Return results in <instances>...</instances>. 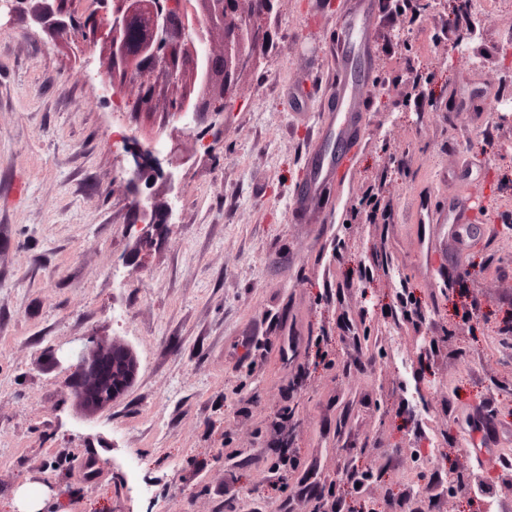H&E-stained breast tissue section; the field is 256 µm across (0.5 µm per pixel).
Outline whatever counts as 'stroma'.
I'll return each mask as SVG.
<instances>
[{
    "mask_svg": "<svg viewBox=\"0 0 512 512\" xmlns=\"http://www.w3.org/2000/svg\"><path fill=\"white\" fill-rule=\"evenodd\" d=\"M345 2L274 0L204 141L161 106L105 108L103 42L0 14V512L25 489L50 512H512V0L416 20L382 0L368 119L309 223L292 200ZM116 129L171 149L165 223L138 224ZM427 190L482 202L443 240L446 281ZM85 336L136 361L91 419L49 363ZM484 405L500 444L478 459Z\"/></svg>",
    "mask_w": 512,
    "mask_h": 512,
    "instance_id": "35a3bbf8",
    "label": "stroma"
}]
</instances>
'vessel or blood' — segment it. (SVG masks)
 I'll list each match as a JSON object with an SVG mask.
<instances>
[{"mask_svg": "<svg viewBox=\"0 0 512 512\" xmlns=\"http://www.w3.org/2000/svg\"><path fill=\"white\" fill-rule=\"evenodd\" d=\"M381 12V0H349L347 13L342 20L347 39L336 45V80L326 91L327 96L340 101L341 106L337 109L327 107L319 110L317 115L319 144L332 137L350 140L357 135L366 90L363 86L349 83L346 78V72L352 62L348 43L352 40L356 41L363 52H370L372 33L367 24L380 17ZM319 144L310 148L307 153L306 164L309 175L297 191L294 200L295 209L305 212L308 219L312 221L317 220L319 214L310 209V201L324 199L346 168L345 160L323 154ZM470 212L469 199L463 195L455 196L445 206L419 202L416 209L417 221L428 227V233L423 238L427 254L431 255L437 251L444 225L467 223Z\"/></svg>", "mask_w": 512, "mask_h": 512, "instance_id": "obj_1", "label": "vessel or blood"}]
</instances>
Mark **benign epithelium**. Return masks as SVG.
<instances>
[{
	"instance_id": "benign-epithelium-1",
	"label": "benign epithelium",
	"mask_w": 512,
	"mask_h": 512,
	"mask_svg": "<svg viewBox=\"0 0 512 512\" xmlns=\"http://www.w3.org/2000/svg\"><path fill=\"white\" fill-rule=\"evenodd\" d=\"M25 22L77 42L106 35L112 80L101 82L118 93L130 82L138 89L137 107L163 101L167 113L190 126L202 112H222L241 73L255 54L257 19L272 8V0H92L88 14L74 13L62 0H0V7ZM219 31L223 49L211 55L207 43ZM162 180L174 191V174L162 173L152 159L130 170L129 184L142 198L138 223L158 224L170 202L158 203L154 185ZM69 385L90 411L112 406L130 383L128 350L83 338L69 354Z\"/></svg>"
}]
</instances>
